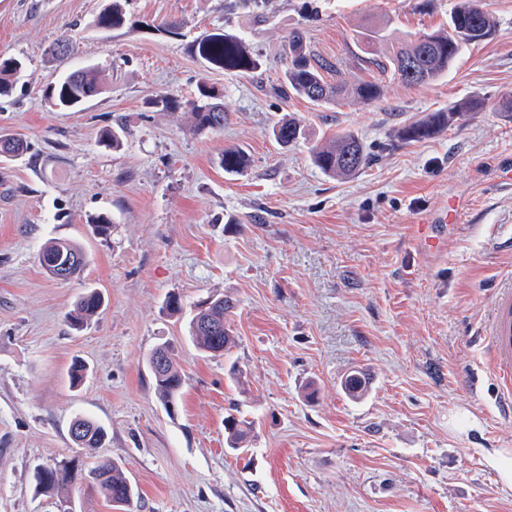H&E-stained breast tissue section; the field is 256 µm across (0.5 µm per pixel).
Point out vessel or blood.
Segmentation results:
<instances>
[{"label": "vessel or blood", "mask_w": 512, "mask_h": 512, "mask_svg": "<svg viewBox=\"0 0 512 512\" xmlns=\"http://www.w3.org/2000/svg\"><path fill=\"white\" fill-rule=\"evenodd\" d=\"M479 340L496 381L498 412L512 415V278L501 280L490 299Z\"/></svg>", "instance_id": "1"}]
</instances>
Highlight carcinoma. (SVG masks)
<instances>
[{
	"instance_id": "cac0c4a2",
	"label": "carcinoma",
	"mask_w": 512,
	"mask_h": 512,
	"mask_svg": "<svg viewBox=\"0 0 512 512\" xmlns=\"http://www.w3.org/2000/svg\"><path fill=\"white\" fill-rule=\"evenodd\" d=\"M98 27L116 29L125 23L123 0H111V3L96 18ZM496 22L490 13L484 10L482 0H457L451 11L448 26L431 33H422L410 37L393 50L389 66L402 83L406 85H425L438 79L448 71V67L458 57L463 47L483 42L496 33ZM198 55L217 69L228 72L248 73L255 71L258 60L246 51L241 41L218 35L200 38L194 44ZM290 65L284 72L285 84L282 91L304 97L312 103H322L338 99L344 89L333 86L326 80L325 73L335 69V64L313 57L303 39L295 35L288 42ZM413 57L417 61V76L411 77L401 67L402 59ZM23 71V63L16 58L0 59V97L11 93L13 86ZM103 93V85L93 68H80L62 75L47 87V97L60 110L79 106ZM355 93L364 102L374 101L381 96V85L364 82L357 86ZM221 94L206 81L197 84L196 94L189 101L198 130L221 131L224 129V105ZM478 103L470 100L448 108L446 112H435L425 119L405 128L402 136L409 141L432 137L444 130L459 112H473ZM278 143L288 146L297 142L301 136L299 126L288 120L279 123L273 130ZM314 164L333 177H348L367 164L368 156L362 142L354 134L340 132L331 140L312 152ZM224 171L241 173L246 168L244 154L227 149L222 159ZM49 258L69 264L68 278L80 276L86 265V254L81 246L58 240L47 243L39 253V260ZM103 305L99 292L91 290L84 294L67 314L70 327L80 330L98 314ZM233 303L222 296L198 307L189 322V329L200 351L212 356L223 355L235 342L232 329L226 315ZM169 359L163 373L154 376L156 390L166 405L175 402L185 380L178 370L173 350L167 346ZM345 394L355 400L361 399L367 392L365 379L357 374L345 378L342 383ZM78 422L85 427L79 446L99 448L106 439L105 430L94 422L80 418ZM229 447L239 450L248 442L250 429L241 421L229 420L224 425ZM86 479L109 500L116 503L128 497L132 483L122 470L110 460H101L84 472L74 465L44 479L37 480V489L61 497L68 487L77 480Z\"/></svg>"
}]
</instances>
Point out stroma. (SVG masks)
Instances as JSON below:
<instances>
[{
	"label": "stroma",
	"mask_w": 512,
	"mask_h": 512,
	"mask_svg": "<svg viewBox=\"0 0 512 512\" xmlns=\"http://www.w3.org/2000/svg\"><path fill=\"white\" fill-rule=\"evenodd\" d=\"M108 0H0V57L25 69L0 98V132L29 149L0 156V512H59L35 471L65 457L110 458L138 496L118 508L87 481L70 486L75 512H512L483 451L512 448V418L473 333L502 273L512 272V0H484L494 37L465 47L436 81L408 86L377 62L390 42L447 23L456 0H128L127 24L95 20ZM386 42L370 44L373 23ZM177 24L178 34L167 31ZM337 62L329 83L370 80L382 95L315 104L280 93L288 38ZM241 40L261 66L214 69L195 55L204 34ZM69 41L62 62L50 50ZM97 66L104 91L59 110L46 86ZM223 90V131H200L188 102L199 80ZM169 108L150 107L155 95ZM476 99L432 138L403 130ZM303 132L273 138L278 122ZM114 130L120 148L100 133ZM361 139L371 161L355 175L311 160L336 131ZM250 163L225 173V149ZM455 206L446 250L420 252L412 225ZM109 216L110 237L90 224ZM72 240L81 277L49 276L38 256ZM104 305L83 330L66 315L89 290ZM180 297L169 315L165 301ZM234 303L236 345L202 353L189 334L197 304ZM171 345L185 377L165 407L148 366ZM86 366L72 384L74 362ZM363 375L366 395L341 381ZM478 429L448 423L455 409ZM251 440L228 446L224 421ZM102 426L76 447V418Z\"/></svg>",
	"instance_id": "35a3bbf8"
}]
</instances>
